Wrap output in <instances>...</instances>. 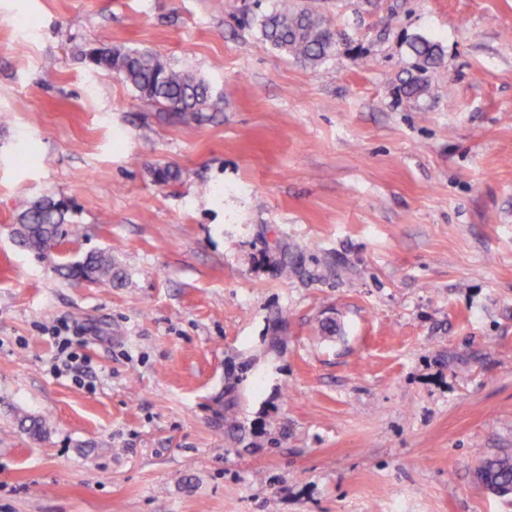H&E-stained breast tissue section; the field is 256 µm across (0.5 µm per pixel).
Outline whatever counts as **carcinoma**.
Listing matches in <instances>:
<instances>
[{
  "label": "carcinoma",
  "mask_w": 512,
  "mask_h": 512,
  "mask_svg": "<svg viewBox=\"0 0 512 512\" xmlns=\"http://www.w3.org/2000/svg\"><path fill=\"white\" fill-rule=\"evenodd\" d=\"M262 39L297 60L317 68L333 59L337 52L336 33L326 19L308 7H299L282 0L273 9L252 17ZM416 61L418 75L404 83V92L418 98L426 91L427 73L442 58L438 44L422 37L409 43ZM93 69L110 71L131 85L142 98L157 103L171 114L183 119H198L205 109H217L220 100L213 98L208 82L187 70L171 67L149 50L94 47L85 53ZM69 204L48 196L23 211L12 235L15 243L28 251L48 257L56 246L80 235V228L69 223ZM62 275L73 280H90L114 285L123 280L120 266L105 251L89 252L74 262L60 266ZM18 427L32 437L45 433V421L22 414ZM479 478L499 494L512 492V454L485 458Z\"/></svg>",
  "instance_id": "1"
}]
</instances>
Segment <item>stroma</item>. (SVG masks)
<instances>
[{"instance_id": "35a3bbf8", "label": "stroma", "mask_w": 512, "mask_h": 512, "mask_svg": "<svg viewBox=\"0 0 512 512\" xmlns=\"http://www.w3.org/2000/svg\"><path fill=\"white\" fill-rule=\"evenodd\" d=\"M275 2L0 0V512H512L475 479L512 454V0H297L338 32L316 69L240 25ZM45 195L82 227L50 258L11 236ZM98 250L121 285L57 272ZM409 51L416 61L415 68L419 74L405 81L404 92L411 98H418L426 91L427 73L437 67L442 58V49L426 38L416 37L409 43ZM92 69L120 76L142 98L183 119H198L204 109H218L208 82L187 70L171 67L149 50L94 47L85 53Z\"/></svg>"}]
</instances>
